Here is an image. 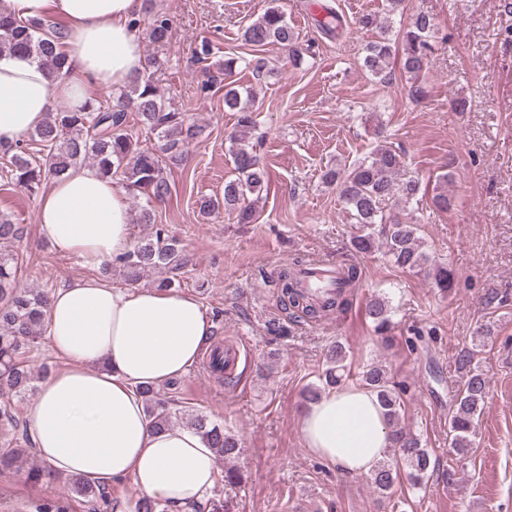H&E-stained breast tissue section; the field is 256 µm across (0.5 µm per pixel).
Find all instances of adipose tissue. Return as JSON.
I'll return each instance as SVG.
<instances>
[{"mask_svg":"<svg viewBox=\"0 0 512 512\" xmlns=\"http://www.w3.org/2000/svg\"><path fill=\"white\" fill-rule=\"evenodd\" d=\"M17 18L55 17L68 33L70 67L59 79L23 53L0 55V142L38 128L53 101L82 105L95 86L121 88L144 71L137 25L143 0H0ZM42 237L58 252L99 264L130 246L127 192L94 170L52 180L40 200ZM65 369L45 379L29 418L49 474L96 485L131 482L145 497L187 512L215 481L214 452L187 428L155 430L137 389L186 374L212 323L194 297L116 288L99 280L64 284L43 316ZM308 448L347 477L369 473L392 445L376 395L360 385L324 394L300 415Z\"/></svg>","mask_w":512,"mask_h":512,"instance_id":"adipose-tissue-1","label":"adipose tissue"}]
</instances>
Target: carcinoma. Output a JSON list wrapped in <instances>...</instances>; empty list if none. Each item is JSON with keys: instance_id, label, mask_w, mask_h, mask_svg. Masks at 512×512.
<instances>
[{"instance_id": "obj_1", "label": "carcinoma", "mask_w": 512, "mask_h": 512, "mask_svg": "<svg viewBox=\"0 0 512 512\" xmlns=\"http://www.w3.org/2000/svg\"><path fill=\"white\" fill-rule=\"evenodd\" d=\"M322 10L324 14L317 19L320 30L329 36L339 35L344 27L342 16L326 5ZM433 30V17L418 13L399 31L398 39L385 38L367 48L366 70L373 77L385 78L392 58L397 56L404 73L420 78L426 74L433 53ZM171 36L172 20L164 13H154L149 23L150 40L164 46ZM65 38L67 33L63 27L54 22L22 20L0 9V54L28 53L41 61L53 79L62 77L68 70L67 54L61 50ZM243 38L252 47L279 45L291 52L295 62L303 58L294 49V30L277 0H271V6L246 27ZM243 64H252L257 70L265 66L260 60L253 64L243 57H229L213 71L205 68L207 80L202 90L223 83ZM224 105L237 112V129L229 136L232 174L224 181L223 200L203 197L199 210L210 214L222 207L234 223L251 224L255 221V210L248 202V195L260 194L265 178L260 160L247 141L248 134L257 126L255 96L248 91L243 102L240 93L230 89L224 94ZM132 113L145 129L156 135L160 142L158 148L142 144L130 125ZM197 134L196 126L186 123L182 113L166 105L152 77L144 75L112 95L104 105L91 98L78 107L47 113L45 122L26 140L1 146L0 153L10 163L11 181L32 195L42 183L59 178L87 162L102 177L121 184L133 197L141 198L143 204L139 206L136 223L152 224L155 231L118 258L103 262L102 272L109 275L112 266L117 265L125 279L135 283L144 273L157 271L165 274L157 287L171 290L182 271L191 264V256L179 239L168 234L164 225L155 224L153 203L163 201L171 194L167 169L184 161L186 148ZM323 180L336 185L342 203L356 224V233L350 241L356 254H371L381 247L390 264L425 274L444 292L452 288L453 270L422 248L417 221L400 216L399 208L418 203L421 184L417 177L406 171L399 149L379 140L367 157L347 169L325 171ZM21 238V228L8 218L0 217V385L20 397L30 390L33 380L25 360L26 349L44 332L43 310L49 300L41 291L17 287L19 256L13 247ZM308 267L310 264L297 256L280 269L276 286L281 305L294 317L311 323L347 311L362 278L360 266L355 263L337 266L339 289L324 299H313L296 288L297 272ZM366 307L376 335L385 342L390 341L394 322L387 298L373 295ZM345 360L344 346L333 345L322 386L309 387L305 391L306 401L317 400L326 388L341 386L348 377ZM457 366L462 372V384L454 395L450 433L453 447L462 450L470 446V436L484 407L486 377L473 352L460 355ZM359 382L376 393L392 432L394 450L406 467L408 480L416 487L421 486L430 467V458L420 435L401 423L403 396L408 385L392 381L380 365H372L360 373ZM139 394L156 429L173 426L176 413L170 410L156 387H141ZM187 427L195 431L216 455L230 459L237 454L238 438L226 431L223 424L196 414ZM30 455L28 448H0V467L21 468ZM400 475L399 467L383 459L370 473V480L376 491L388 494ZM66 483L77 494L93 503H103L112 508V512H168V505L146 497L133 503L116 498L110 500L105 488L77 475L67 476Z\"/></svg>"}]
</instances>
